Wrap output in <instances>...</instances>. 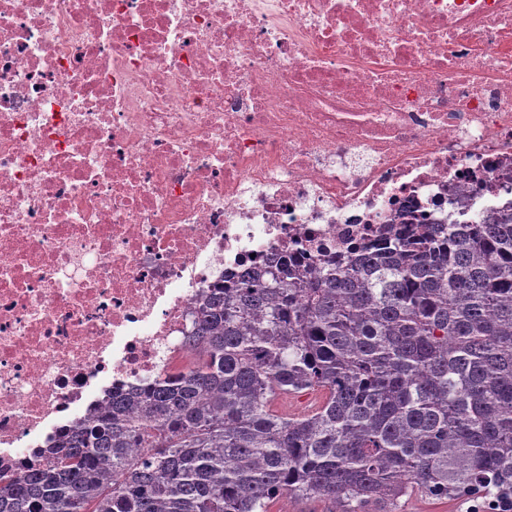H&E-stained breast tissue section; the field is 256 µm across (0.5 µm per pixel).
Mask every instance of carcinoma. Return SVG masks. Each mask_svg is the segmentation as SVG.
<instances>
[{
    "label": "carcinoma",
    "mask_w": 512,
    "mask_h": 512,
    "mask_svg": "<svg viewBox=\"0 0 512 512\" xmlns=\"http://www.w3.org/2000/svg\"><path fill=\"white\" fill-rule=\"evenodd\" d=\"M191 366L0 472V512H397L512 501V208L344 265L273 260L196 307ZM273 512H328V503L320 500H303L284 497L277 505V511ZM402 511L398 512H469L476 509L477 500H446L426 497H404Z\"/></svg>",
    "instance_id": "cac0c4a2"
}]
</instances>
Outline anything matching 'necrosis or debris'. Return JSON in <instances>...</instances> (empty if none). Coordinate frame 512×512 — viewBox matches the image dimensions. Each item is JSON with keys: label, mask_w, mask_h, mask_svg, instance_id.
I'll list each match as a JSON object with an SVG mask.
<instances>
[{"label": "necrosis or debris", "mask_w": 512, "mask_h": 512, "mask_svg": "<svg viewBox=\"0 0 512 512\" xmlns=\"http://www.w3.org/2000/svg\"><path fill=\"white\" fill-rule=\"evenodd\" d=\"M512 202V0H0V470L187 366L196 301Z\"/></svg>", "instance_id": "1"}]
</instances>
